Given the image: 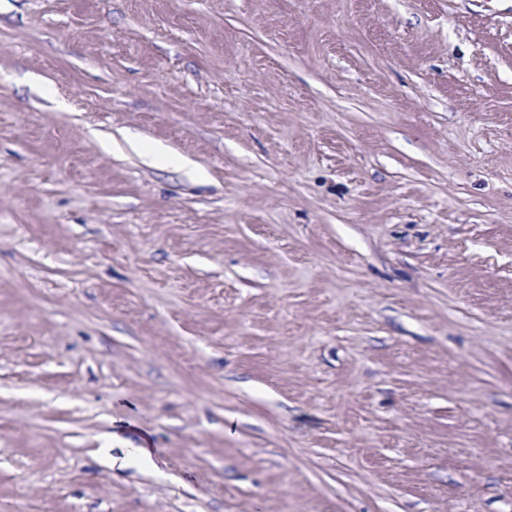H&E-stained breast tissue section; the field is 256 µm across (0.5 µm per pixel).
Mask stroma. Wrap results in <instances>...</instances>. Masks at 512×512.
<instances>
[{
    "label": "stroma",
    "instance_id": "obj_1",
    "mask_svg": "<svg viewBox=\"0 0 512 512\" xmlns=\"http://www.w3.org/2000/svg\"><path fill=\"white\" fill-rule=\"evenodd\" d=\"M0 512H512V0H0Z\"/></svg>",
    "mask_w": 512,
    "mask_h": 512
}]
</instances>
